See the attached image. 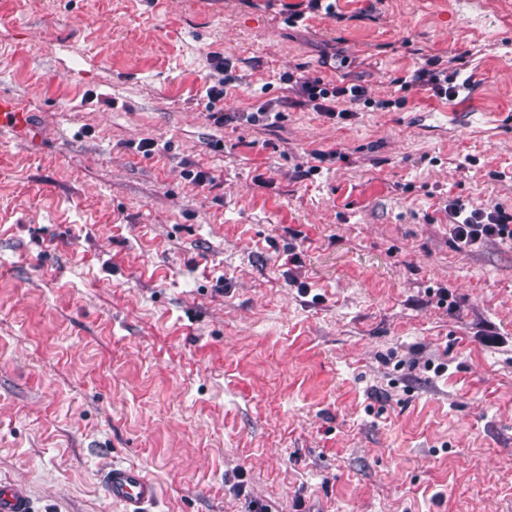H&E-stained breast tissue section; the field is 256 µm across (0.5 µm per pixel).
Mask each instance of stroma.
<instances>
[{
  "mask_svg": "<svg viewBox=\"0 0 512 512\" xmlns=\"http://www.w3.org/2000/svg\"><path fill=\"white\" fill-rule=\"evenodd\" d=\"M0 0V484L32 512H512V0ZM437 56L469 82L398 81ZM294 80L364 86L343 121ZM262 104L273 125H218ZM324 159H315V152ZM207 172L211 185L191 183ZM30 113L14 97L0 93V134H20L29 125ZM466 212V207L459 201L448 204V214L454 222L448 224L450 234L459 246L471 247L485 239L500 238L512 241V210L494 207L492 211L474 208L469 214L458 220ZM110 497L123 503L126 512H141L143 506L153 501L158 493L154 482L135 469H112L107 477Z\"/></svg>",
  "mask_w": 512,
  "mask_h": 512,
  "instance_id": "obj_1",
  "label": "stroma"
}]
</instances>
